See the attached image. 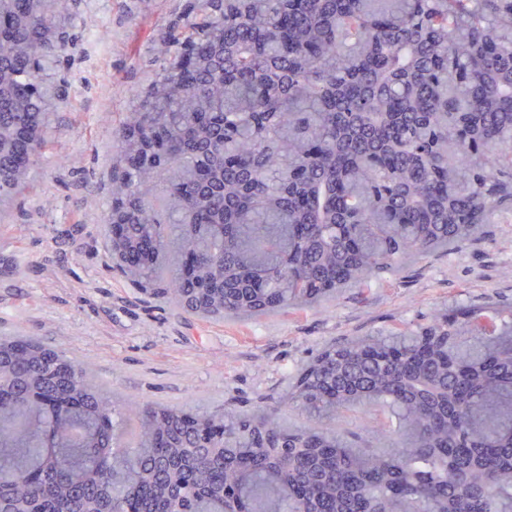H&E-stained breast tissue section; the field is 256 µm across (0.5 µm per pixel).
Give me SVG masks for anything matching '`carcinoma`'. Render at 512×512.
Segmentation results:
<instances>
[{
	"label": "carcinoma",
	"instance_id": "1",
	"mask_svg": "<svg viewBox=\"0 0 512 512\" xmlns=\"http://www.w3.org/2000/svg\"><path fill=\"white\" fill-rule=\"evenodd\" d=\"M57 16L0 4L8 195L41 150V67L68 53ZM161 41L173 62L117 130L107 248L181 310L310 305L512 215V0H185ZM461 311L324 350L286 395L320 421L299 429L132 409L1 337L0 512H512V312ZM372 404L378 452L336 428Z\"/></svg>",
	"mask_w": 512,
	"mask_h": 512
}]
</instances>
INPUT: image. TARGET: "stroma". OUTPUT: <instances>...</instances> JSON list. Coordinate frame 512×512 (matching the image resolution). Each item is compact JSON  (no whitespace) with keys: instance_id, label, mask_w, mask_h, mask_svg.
<instances>
[{"instance_id":"1","label":"stroma","mask_w":512,"mask_h":512,"mask_svg":"<svg viewBox=\"0 0 512 512\" xmlns=\"http://www.w3.org/2000/svg\"><path fill=\"white\" fill-rule=\"evenodd\" d=\"M181 0H75L64 23L66 61L50 85L46 142L26 185L0 199V336H19L90 364L114 400L216 418L286 404L289 383L333 342L405 328L454 306L512 309V217L460 249L416 256L385 278L312 307L256 320L203 319L163 303L112 266L104 219L112 197L114 134L147 85L160 28ZM383 405L338 419L362 447L380 444Z\"/></svg>"}]
</instances>
